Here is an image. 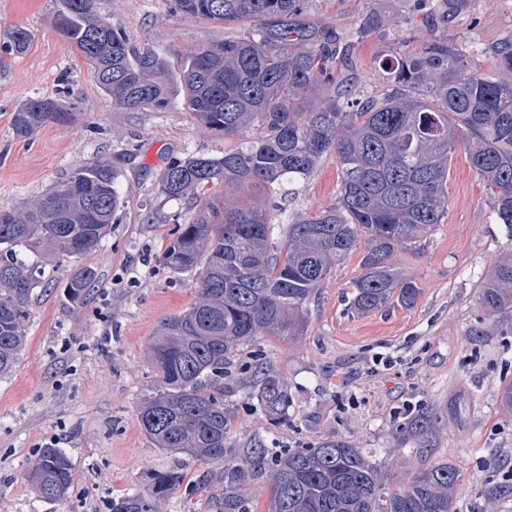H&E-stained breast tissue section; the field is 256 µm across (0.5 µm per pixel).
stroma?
<instances>
[{"label":"stroma","instance_id":"1","mask_svg":"<svg viewBox=\"0 0 512 512\" xmlns=\"http://www.w3.org/2000/svg\"><path fill=\"white\" fill-rule=\"evenodd\" d=\"M412 0H310L309 13L353 36L359 16L373 9L384 30L356 50L358 97L385 90L382 66L395 52L429 37ZM59 0H0V38L14 27L32 35L29 50L0 59V208H17L81 165L108 160L118 172L121 206L92 262L96 287L82 307L64 287L73 266L60 258L36 288L26 322L27 342L15 369L0 376V512H109L113 497L142 491L149 468H199L187 457L156 448L144 434L137 406L154 377L148 358L161 321L195 298L194 280L160 264L171 238V218L190 217L195 201L157 192L167 162L196 153H223L225 141L201 127L182 105L163 112L113 108L82 58L54 32ZM97 11L121 24L137 45L151 44L179 67L191 46L224 37L202 19L173 12L170 0H96ZM464 52L491 69L484 51L512 35V0H470L450 26ZM49 96L75 104V124H47L27 138L11 126L15 109ZM339 161L327 154L297 186L294 210L314 215L334 204ZM417 252L398 254L421 294L414 307L352 315L347 285L359 274L364 243L307 303L303 336H261L241 348L224 379V404L235 447L303 448L343 440L374 456L390 481L438 459L461 475L457 512H512V496L485 497V487L512 485V409L503 401L512 385V310L485 319L482 281L495 260L512 250V234L495 222L483 185L453 155L448 213ZM272 365L285 379L292 405L276 423L257 406L242 366ZM429 416L420 442L408 428ZM62 449L76 478L66 499L40 497L27 467L46 447Z\"/></svg>","mask_w":512,"mask_h":512}]
</instances>
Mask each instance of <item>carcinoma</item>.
<instances>
[{
    "label": "carcinoma",
    "mask_w": 512,
    "mask_h": 512,
    "mask_svg": "<svg viewBox=\"0 0 512 512\" xmlns=\"http://www.w3.org/2000/svg\"><path fill=\"white\" fill-rule=\"evenodd\" d=\"M54 30L88 66L112 105L166 110L176 99L206 129L245 139L220 156L171 161L158 182L168 200L191 198L199 210L174 218L164 267L191 274L197 296L189 308L161 322L150 349L154 385L140 396L145 435L171 455L203 465L190 490L208 494L212 512H248L246 492L264 474L269 512H457L455 466L437 461L398 488L378 463L345 441L271 451L236 448L228 440L224 407L226 360L255 336H300L311 295L365 239L361 273L349 282L352 314L416 305L421 288L397 264L447 213L454 152L465 151L483 183L498 223L512 230V83L464 54L442 34L397 54L383 66L386 91L354 97L355 46L381 30L385 17L369 10L357 21L356 41L313 19L307 0H173L174 11L224 28L252 30L182 53L179 69L151 46L130 42L121 27L95 9V0H60ZM470 0H443L446 24ZM32 36L17 27L0 50L20 56ZM512 73V35L486 50ZM76 106L34 97L12 117L20 138L49 123L75 120ZM341 169L336 203L313 216L288 218L280 239L276 220L291 186L309 178L328 153ZM110 161L76 167L22 210L0 209V374L15 366L43 268L58 257L97 252L121 204ZM240 193L204 200L208 185ZM263 185L275 195H244ZM96 270L76 265L66 285L83 304ZM488 318L512 308V254L491 268L480 296ZM255 398L272 419L288 417L291 396L272 368L255 367ZM50 501L66 498L75 481L72 461L46 447L27 472ZM179 468L149 470L146 488L112 499L110 512H161L183 485Z\"/></svg>",
    "instance_id": "obj_1"
}]
</instances>
